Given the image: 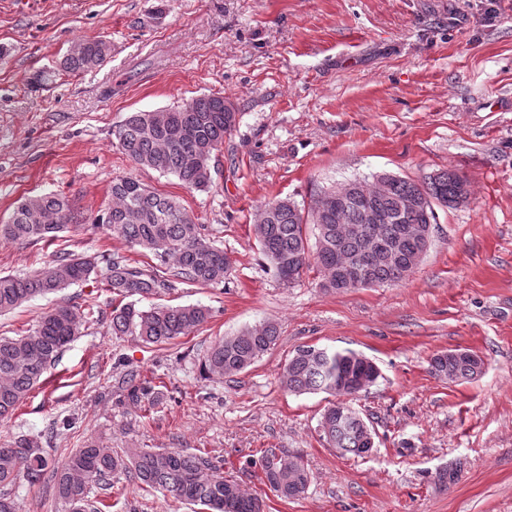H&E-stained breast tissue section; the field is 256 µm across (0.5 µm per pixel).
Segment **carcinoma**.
<instances>
[{
  "mask_svg": "<svg viewBox=\"0 0 512 512\" xmlns=\"http://www.w3.org/2000/svg\"><path fill=\"white\" fill-rule=\"evenodd\" d=\"M111 47L105 40H78L60 63L61 70L78 76L102 65ZM237 123V113L222 96L203 95L161 112H132L112 131L124 154L136 166L175 177L187 188L205 189L212 181L213 154L224 144V136ZM466 180L448 169L422 180L380 174L369 184L352 179L339 184L348 191L349 202L341 208L321 200L336 188L320 192L308 210L288 199H275L262 206L263 220L253 225L260 253L283 284H288V264L297 271L295 281L308 271L320 276L326 291L343 293L353 285L336 278V264L355 259L360 235L353 229L363 225L362 207L371 201L398 221L369 227V235L388 245L380 254L369 278L372 286L391 285L404 279L423 260L431 242H421L401 231L405 224L436 223V208L459 205ZM420 200L408 209L410 198ZM72 224H89L112 231L125 243L152 255L151 263L134 267L124 256L78 257L58 249L43 268L27 275H0V315L10 313L39 296L57 293L71 285L100 275L105 288L129 299L112 307L110 317L92 306L65 303L44 312L26 333L0 338V422L9 419L17 406L38 385L63 350L91 322L109 320L114 336H136L145 344H161L197 332L207 323L210 311L196 304H155L147 309L137 303L185 285H219L229 274L231 260L211 241L205 225L196 222L181 203L132 176L112 180L111 200L104 214L84 216L60 193H45L21 200L7 221L0 224V243L58 238ZM315 226L309 243L306 226ZM280 338L276 324L266 322L242 333L224 336L206 351L201 369L209 379L239 374L271 350ZM483 360L469 350L456 349L434 355L431 372L439 377L453 374L464 383L482 374ZM379 369L363 355L351 350H329L303 345L295 349L282 370V383L289 392H324L331 396L342 383L360 380L374 385ZM161 391L153 381L131 371L122 381L121 402L140 408L159 404ZM364 419L355 408L347 410L331 402L320 422L323 439L341 455L365 457L367 434ZM263 482L276 496L295 499L303 495L309 469L299 455L261 451ZM54 481L65 512H104L109 505L91 497L92 488L112 489L122 477L145 492L159 491L180 503L201 505L205 512H262L261 501L238 483L224 477V458L199 449L124 448L114 450L101 442L87 441L60 463L48 458L41 437L17 438L0 444V512H19L12 493L22 481L28 487L41 485L46 476Z\"/></svg>",
  "mask_w": 512,
  "mask_h": 512,
  "instance_id": "cac0c4a2",
  "label": "carcinoma"
}]
</instances>
